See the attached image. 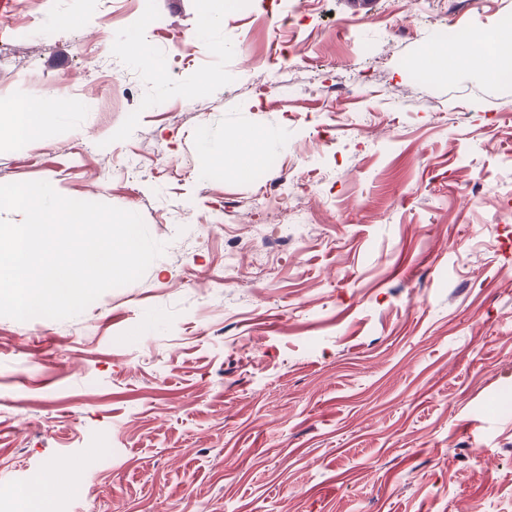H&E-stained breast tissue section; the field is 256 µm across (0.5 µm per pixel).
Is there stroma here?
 Listing matches in <instances>:
<instances>
[{"label":"stroma","instance_id":"obj_1","mask_svg":"<svg viewBox=\"0 0 512 512\" xmlns=\"http://www.w3.org/2000/svg\"><path fill=\"white\" fill-rule=\"evenodd\" d=\"M302 13H0V105L54 108L0 138V184L136 212L165 245L76 317H0V489L65 460L83 490L50 512H512V80L448 37L512 70V0ZM269 72L288 90L257 98ZM230 132L264 171L215 167ZM11 134L16 140L42 133L54 110L47 104L16 103L11 107Z\"/></svg>","mask_w":512,"mask_h":512}]
</instances>
